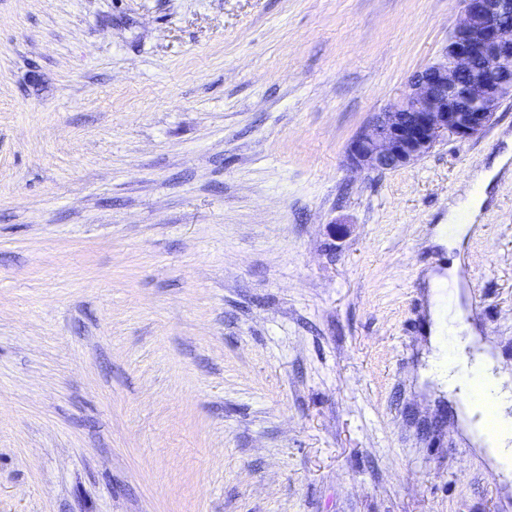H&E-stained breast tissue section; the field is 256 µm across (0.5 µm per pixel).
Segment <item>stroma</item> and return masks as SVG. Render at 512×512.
I'll return each instance as SVG.
<instances>
[{"label": "stroma", "instance_id": "1", "mask_svg": "<svg viewBox=\"0 0 512 512\" xmlns=\"http://www.w3.org/2000/svg\"><path fill=\"white\" fill-rule=\"evenodd\" d=\"M459 0H0V512H512L420 383L431 297L512 368V150L346 149ZM506 157L501 159L492 170L479 172L473 178L471 187L466 189L462 196L449 205L448 224H438L434 236V242L443 248L447 247L448 253L458 249L469 233L470 224H457L461 214H467L468 220L473 223L485 203L486 193L478 195L475 192V188L484 186V189H487L494 175L506 163Z\"/></svg>", "mask_w": 512, "mask_h": 512}]
</instances>
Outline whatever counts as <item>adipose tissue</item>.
<instances>
[{
	"instance_id": "ef3b65f1",
	"label": "adipose tissue",
	"mask_w": 512,
	"mask_h": 512,
	"mask_svg": "<svg viewBox=\"0 0 512 512\" xmlns=\"http://www.w3.org/2000/svg\"><path fill=\"white\" fill-rule=\"evenodd\" d=\"M493 177L490 171L478 173L471 188L450 204L447 223L435 229L437 245L450 250L459 247L469 233L470 221L485 203L477 190L489 186ZM430 320L431 352L422 378L448 398L461 400L462 426L473 443L497 469L512 470V372L502 369L490 348L472 334L460 338L457 357L447 358L442 343L445 317L435 297L430 300Z\"/></svg>"
}]
</instances>
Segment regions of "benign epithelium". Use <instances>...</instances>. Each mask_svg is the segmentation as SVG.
I'll return each mask as SVG.
<instances>
[{
	"label": "benign epithelium",
	"instance_id": "benign-epithelium-1",
	"mask_svg": "<svg viewBox=\"0 0 512 512\" xmlns=\"http://www.w3.org/2000/svg\"><path fill=\"white\" fill-rule=\"evenodd\" d=\"M461 5V19L439 58L350 142L347 159L354 168L396 170L443 141L471 139L512 99V0H461Z\"/></svg>",
	"mask_w": 512,
	"mask_h": 512
}]
</instances>
